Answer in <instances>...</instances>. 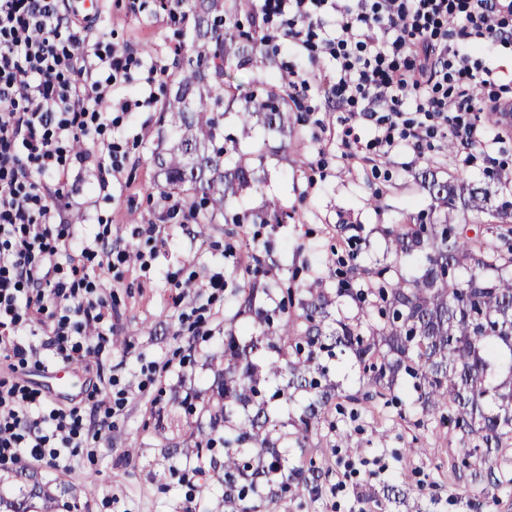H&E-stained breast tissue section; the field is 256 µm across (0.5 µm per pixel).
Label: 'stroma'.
Masks as SVG:
<instances>
[{"label":"stroma","mask_w":512,"mask_h":512,"mask_svg":"<svg viewBox=\"0 0 512 512\" xmlns=\"http://www.w3.org/2000/svg\"><path fill=\"white\" fill-rule=\"evenodd\" d=\"M98 28L106 42L132 58L131 80L117 95L113 123L103 134L125 158L122 172L88 196L78 229L92 236L110 227L119 248L142 252L146 260L118 263L102 273L101 284L112 294L116 331L97 363L70 376L68 395L44 396L42 404L48 409L76 406L95 421L108 407L120 411L112 427L85 432L82 447L72 453L69 474L40 469L32 475L16 466L0 467V495L20 504L23 512H512V447L496 459L503 484L466 483L451 468L458 439L415 428L410 405L373 412L348 402L360 384L344 354L327 362V379L341 395L325 424L309 434L306 453L290 451L292 465H311L320 473L304 495L253 493L242 478L237 484L244 494H228L224 429L210 427L208 416L198 412L216 398L224 377L226 362L217 353L224 348L225 330L254 328V316L235 318L232 303L239 284L234 272L247 262L241 240L257 246L256 279L267 288L257 305L265 313L277 311L284 280L296 288L323 278L332 297L338 258L353 253L361 265H385L387 231L404 215L428 207L431 199L416 173L427 170L441 181L479 184L488 179L483 163L469 166L463 154L449 155L448 139L440 134L431 138L423 158L403 148L379 158L370 147L373 128L359 119L353 122L359 144L348 148L343 112L315 83L300 100L309 114L301 129L304 147L282 149L279 135L259 127L243 134L238 104L227 107L223 120L225 134L252 151L255 178L250 188L227 199V212L258 211L276 202L296 210L298 221L228 224L219 217L199 226L163 218L157 204L162 180L149 162L161 106H138L139 83L154 61L176 74L173 47L190 41L192 22L173 18L159 0H103ZM287 28L285 18L272 19L270 38L244 75L254 99L265 95L272 62L284 71L331 75L328 60L289 46L283 37ZM147 224L162 225V233L136 235V228ZM215 272L224 275V289L217 293L207 286ZM195 308L210 322L207 335L192 332ZM170 361L178 363V370L162 373ZM205 438L212 439L213 450L195 475L194 448ZM414 438L424 451L406 454ZM203 483L210 490L202 500L198 487ZM397 483L403 484L404 496L387 498L386 486Z\"/></svg>","instance_id":"stroma-1"}]
</instances>
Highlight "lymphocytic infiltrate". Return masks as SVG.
<instances>
[{"label": "lymphocytic infiltrate", "mask_w": 512, "mask_h": 512, "mask_svg": "<svg viewBox=\"0 0 512 512\" xmlns=\"http://www.w3.org/2000/svg\"><path fill=\"white\" fill-rule=\"evenodd\" d=\"M263 12L287 17L298 52L335 61L331 98L372 123L380 156L401 141L421 152L427 135L444 130L466 149L465 163L484 155L478 114L501 106L498 72L468 49L512 45V0H265ZM322 14L333 15L332 30L317 29L313 19ZM451 17L460 20L453 48L438 40ZM95 26L70 0H0V357L11 370L41 362L47 351L67 364L99 355L100 339L114 330L97 279L127 252L115 250L105 230L80 238L61 265L60 247L72 237L65 206L33 180L64 175L70 162L102 175L122 168L101 135L129 81L131 58L91 39ZM479 89L486 99L476 97ZM406 93L419 98V119L397 108ZM79 139L89 150L72 152ZM29 321L42 326L40 343L24 339ZM39 396L0 379V460L68 470L65 451L84 418L75 407L40 409Z\"/></svg>", "instance_id": "obj_1"}]
</instances>
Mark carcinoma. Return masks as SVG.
I'll return each instance as SVG.
<instances>
[{
	"instance_id": "carcinoma-1",
	"label": "carcinoma",
	"mask_w": 512,
	"mask_h": 512,
	"mask_svg": "<svg viewBox=\"0 0 512 512\" xmlns=\"http://www.w3.org/2000/svg\"><path fill=\"white\" fill-rule=\"evenodd\" d=\"M186 13L193 19L191 44L178 53L188 75L174 92L166 95L161 107V122L167 123L173 143L156 151L152 161L164 178V187L201 193L193 203L196 223L211 224L225 212L226 192L251 183L250 154L239 152L226 165L227 150L217 144L224 113L217 108L226 95L244 101L238 118L249 129L253 122L283 136L302 138L292 115L298 106L289 93L286 73L268 74L267 99L251 107V97L239 96L240 87L226 79V65L237 60L244 68L255 50L253 37L226 23L224 0H184ZM424 184L438 210V222L397 224L389 231L387 251L400 264L407 258L418 262V272L387 280L382 273L350 262L339 280L338 292L348 295L358 308L357 316L336 322L328 331L325 308L328 300L321 280L306 291L308 302H299L301 312L283 308L277 324L262 332L266 349L275 354L267 362L266 377L288 378V384L311 393V400L298 418L305 451L308 437L334 397L332 386L318 384L313 374L318 352L333 348L353 353L362 366L361 389L347 396L355 404L388 407L398 400L394 378L403 373L412 380L417 398L416 426L436 423L459 438L462 465L471 470L474 480L487 485L501 483L491 455L512 446V228L491 238L469 235L470 223L456 222L458 207L493 217L507 214L512 205L505 200L492 204L489 187L448 182L424 175ZM468 199L457 205L462 192ZM263 224H286L295 213L277 204L257 216ZM257 288L243 280L235 294L239 318L257 312ZM259 339L244 344L234 333L224 344L222 357L229 361L224 369L220 400L208 404L212 424L224 420V484L235 486L241 474V459L253 453L258 462L271 454L263 475L282 471L273 435L286 439L281 426L271 420L266 401L261 398L252 357ZM251 402L256 410L236 423L230 422L229 403ZM312 483L303 470L293 467L283 476L282 487L303 494Z\"/></svg>"
}]
</instances>
